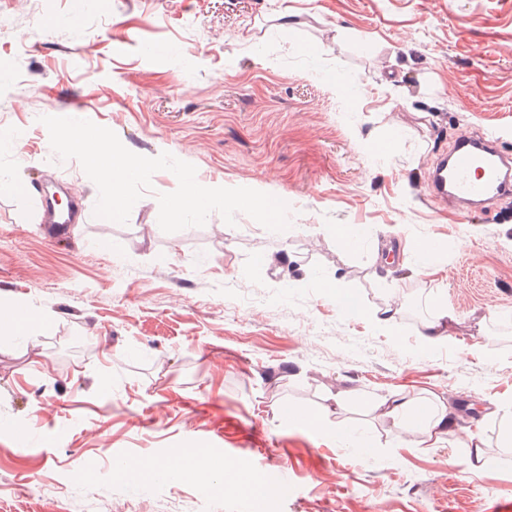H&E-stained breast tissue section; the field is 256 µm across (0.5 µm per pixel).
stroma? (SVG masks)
<instances>
[{"label": "stroma", "mask_w": 512, "mask_h": 512, "mask_svg": "<svg viewBox=\"0 0 512 512\" xmlns=\"http://www.w3.org/2000/svg\"><path fill=\"white\" fill-rule=\"evenodd\" d=\"M73 96L136 154L282 199L290 228L214 212L163 232L167 170L127 223L98 220L41 122ZM486 131L512 154V0H0V176L31 187L0 192V307L48 316L36 349L0 337V512H238L223 472L138 491L113 469L197 448L287 470L264 512H512L494 417L512 409V199L482 222L416 196ZM50 185L78 215L60 244L37 222ZM439 303L450 342L428 351ZM392 395L440 400L453 428L418 446L382 415Z\"/></svg>", "instance_id": "1"}]
</instances>
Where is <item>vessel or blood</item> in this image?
Segmentation results:
<instances>
[{
	"label": "vessel or blood",
	"instance_id": "obj_1",
	"mask_svg": "<svg viewBox=\"0 0 512 512\" xmlns=\"http://www.w3.org/2000/svg\"><path fill=\"white\" fill-rule=\"evenodd\" d=\"M496 141L492 132L458 138L428 173L430 198L471 215L484 213L488 204L512 195V156L501 152ZM246 476L258 490L241 494L240 510L262 512L267 495L275 490L269 474L226 462L225 482L236 485Z\"/></svg>",
	"mask_w": 512,
	"mask_h": 512
}]
</instances>
